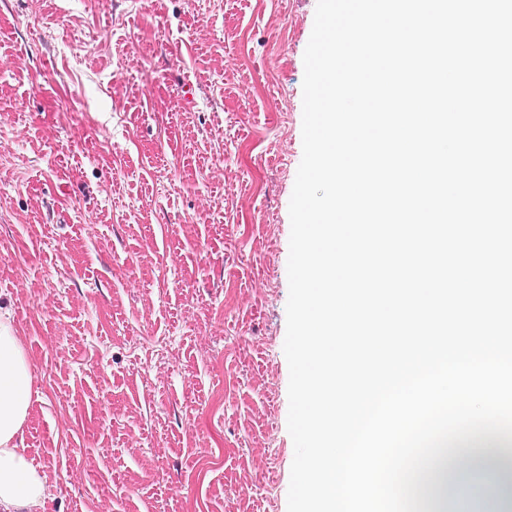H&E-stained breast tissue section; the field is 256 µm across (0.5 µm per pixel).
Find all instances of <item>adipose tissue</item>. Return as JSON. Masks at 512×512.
Instances as JSON below:
<instances>
[{
	"instance_id": "1",
	"label": "adipose tissue",
	"mask_w": 512,
	"mask_h": 512,
	"mask_svg": "<svg viewBox=\"0 0 512 512\" xmlns=\"http://www.w3.org/2000/svg\"><path fill=\"white\" fill-rule=\"evenodd\" d=\"M32 380L10 315L0 309V512H46V476L20 448Z\"/></svg>"
}]
</instances>
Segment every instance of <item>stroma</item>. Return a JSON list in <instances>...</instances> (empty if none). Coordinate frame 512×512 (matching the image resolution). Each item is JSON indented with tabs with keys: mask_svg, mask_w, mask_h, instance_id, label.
<instances>
[{
	"mask_svg": "<svg viewBox=\"0 0 512 512\" xmlns=\"http://www.w3.org/2000/svg\"><path fill=\"white\" fill-rule=\"evenodd\" d=\"M317 0H0V305L47 512H287Z\"/></svg>",
	"mask_w": 512,
	"mask_h": 512,
	"instance_id": "35a3bbf8",
	"label": "stroma"
}]
</instances>
